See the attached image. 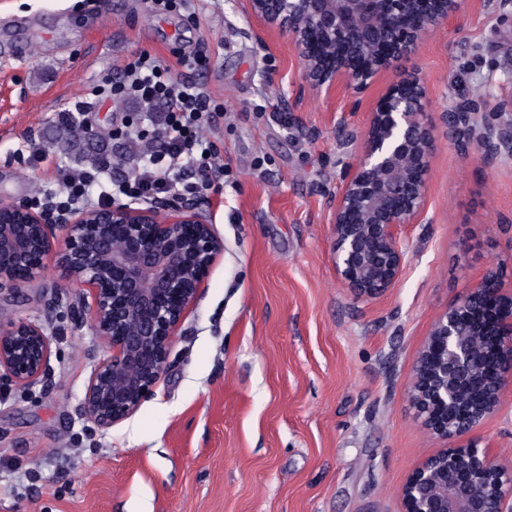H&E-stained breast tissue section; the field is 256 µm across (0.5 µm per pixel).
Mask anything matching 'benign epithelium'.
<instances>
[{"mask_svg": "<svg viewBox=\"0 0 512 512\" xmlns=\"http://www.w3.org/2000/svg\"><path fill=\"white\" fill-rule=\"evenodd\" d=\"M263 35L287 37L302 78L316 95L368 88L394 61L415 52L470 0H241ZM427 90L407 75L390 84L358 135L344 119L340 148L353 157L332 209L338 282L358 298L395 287L405 265L407 224H428L434 128ZM448 139L475 149L487 167L512 154V124H495L479 101L461 97L444 113ZM196 199L82 209L61 218L23 202L0 201V291L17 290L50 266L85 290L83 308L112 352L92 372L81 408L101 430L131 416L164 370L174 336L207 287L223 253ZM471 316V324L460 315ZM471 336L493 337L496 369L482 398L467 390L479 373ZM53 332L39 323L0 322V372L30 387L48 381ZM512 389V289L489 268L435 321L420 349L410 402L440 447L425 455L401 489L403 512H512V459L481 448L479 431ZM471 435L465 444L455 438Z\"/></svg>", "mask_w": 512, "mask_h": 512, "instance_id": "7a95c632", "label": "benign epithelium"}]
</instances>
